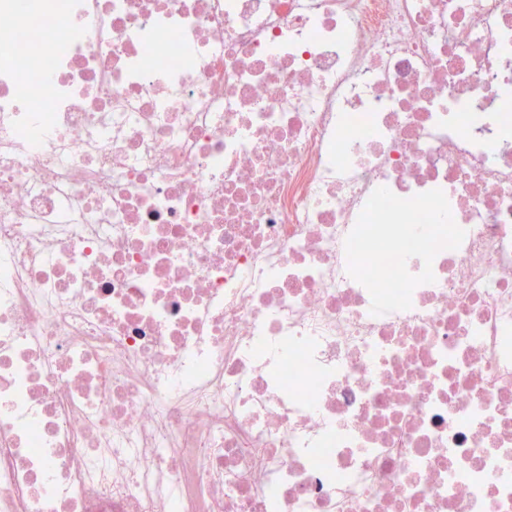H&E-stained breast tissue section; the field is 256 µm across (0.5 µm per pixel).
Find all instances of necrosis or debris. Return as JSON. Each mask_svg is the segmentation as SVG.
I'll use <instances>...</instances> for the list:
<instances>
[{
  "label": "necrosis or debris",
  "mask_w": 512,
  "mask_h": 512,
  "mask_svg": "<svg viewBox=\"0 0 512 512\" xmlns=\"http://www.w3.org/2000/svg\"><path fill=\"white\" fill-rule=\"evenodd\" d=\"M0 45V512H512V0Z\"/></svg>",
  "instance_id": "obj_1"
}]
</instances>
